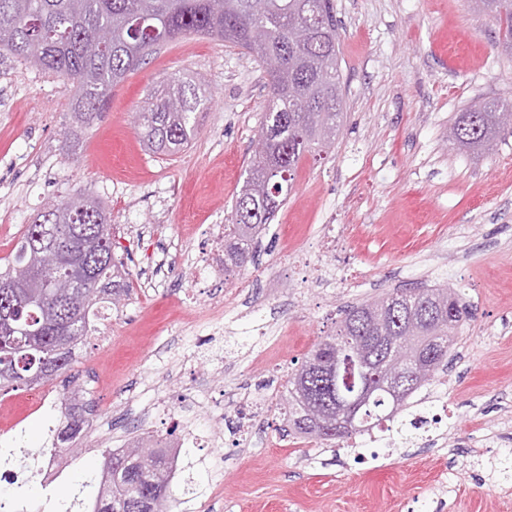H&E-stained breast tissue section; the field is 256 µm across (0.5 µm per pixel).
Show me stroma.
I'll return each mask as SVG.
<instances>
[{"mask_svg":"<svg viewBox=\"0 0 512 512\" xmlns=\"http://www.w3.org/2000/svg\"><path fill=\"white\" fill-rule=\"evenodd\" d=\"M344 118L327 157L301 160L286 203L251 263L225 281L224 309L187 296L171 269L209 224L231 221L269 96L243 50L200 36L159 46L113 86L101 115L72 131L61 78L0 50V262L44 204L90 193L107 207L112 244L131 276L113 307L109 345L87 338L53 381L85 409L128 393L111 431L85 428L56 482L71 500L102 451L180 437L181 399L199 394L200 445L170 479L172 512H512V126L494 151L458 149L448 130L484 100L512 102V55L469 0H334ZM193 78L211 103L194 140L173 155L145 151L137 118L152 88ZM72 137L74 149L59 145ZM253 279L252 307L236 302ZM449 287L472 313L448 364L407 400L391 430L353 444L287 431L288 377L346 307L396 288ZM447 411L406 435L412 413ZM258 412L235 437L237 414ZM109 412V411H108ZM0 417V446L37 455L47 419ZM196 491L184 494L185 480Z\"/></svg>","mask_w":512,"mask_h":512,"instance_id":"1","label":"stroma"}]
</instances>
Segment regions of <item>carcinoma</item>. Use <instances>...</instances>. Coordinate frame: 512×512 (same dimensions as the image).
<instances>
[{"label":"carcinoma","instance_id":"carcinoma-1","mask_svg":"<svg viewBox=\"0 0 512 512\" xmlns=\"http://www.w3.org/2000/svg\"><path fill=\"white\" fill-rule=\"evenodd\" d=\"M479 10L494 17L497 44L512 55V0H474ZM112 29V41L87 52L95 33ZM187 35L229 40L260 64L270 57L283 69L267 72L269 108L261 130H273L271 154L279 171L269 173L264 158L254 155L236 195L232 223L224 225V274L244 269L253 258V245L272 217L265 215L260 196L276 187L277 206L285 204L300 161L328 152L336 141L343 116V94L338 58V22L333 0H0V49L34 66L55 73L73 88L71 119L90 124L107 102L111 88L140 68L162 42ZM210 98L188 78H173L151 96L141 113L140 136L153 153H174L188 145L197 128L198 114ZM507 103L487 100L458 113L451 131L462 149L481 151L496 139L502 127L501 110ZM55 258H39L31 242L38 225L25 228L11 261L0 269V390L30 386L23 374L44 363L46 381L67 370L75 351L88 336L97 305L112 304L128 294L129 272L112 250V225L103 204L93 196L64 199L47 205ZM73 278L89 293L74 297L51 288L54 281ZM439 306L437 316L414 333L421 344L437 336L449 350L466 316L458 294L446 288H423ZM364 305L343 311L335 333L320 340L333 364L347 356L338 336H369L363 321ZM399 402L374 389L363 414L367 421L357 433L391 421L405 410ZM309 404L288 381L287 416L291 430L316 441L327 434L310 430ZM146 438L121 450L105 452L93 512H127L131 501L139 512H170L171 454L153 448L139 458L138 471L107 469L128 454L146 448Z\"/></svg>","mask_w":512,"mask_h":512}]
</instances>
